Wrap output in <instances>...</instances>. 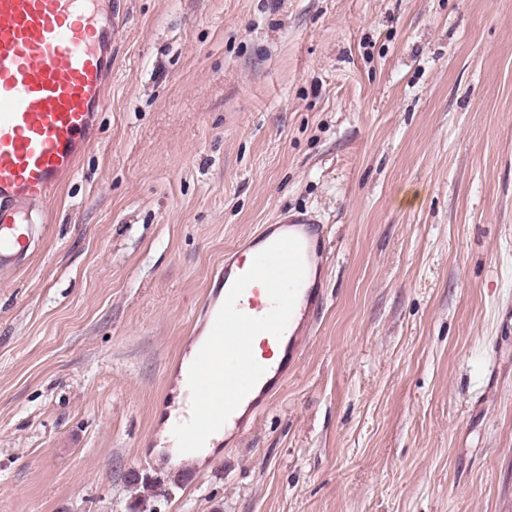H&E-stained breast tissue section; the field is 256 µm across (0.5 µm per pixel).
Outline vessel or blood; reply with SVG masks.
<instances>
[{"label": "vessel or blood", "instance_id": "vessel-or-blood-1", "mask_svg": "<svg viewBox=\"0 0 512 512\" xmlns=\"http://www.w3.org/2000/svg\"><path fill=\"white\" fill-rule=\"evenodd\" d=\"M99 2L0 0V271L15 269L32 255L38 227L49 221V201L96 140L118 32L112 11ZM284 236L301 241L306 271L289 324L277 341L279 356L264 360V375L204 450L179 454L186 473L198 472L208 451L221 449L224 441L255 425L296 367L325 308L327 256L322 229L311 215H281L225 253L183 353L167 371V394L182 405L179 413L160 414L168 447L176 445L174 426L191 415L189 368L230 287L261 250ZM237 307L261 317L271 300L262 284L253 283Z\"/></svg>", "mask_w": 512, "mask_h": 512}]
</instances>
